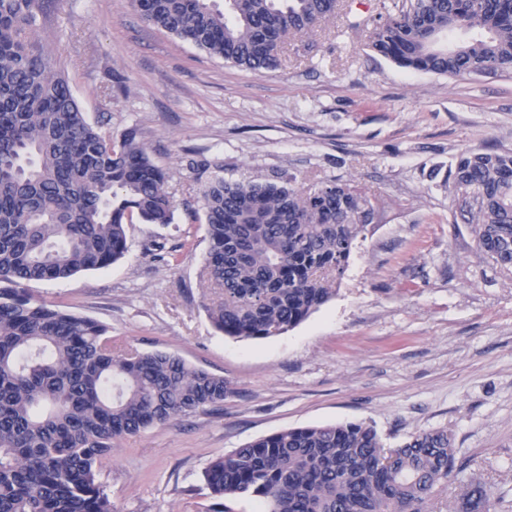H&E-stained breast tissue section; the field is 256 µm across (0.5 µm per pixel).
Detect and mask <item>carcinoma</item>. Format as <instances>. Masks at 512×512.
Here are the masks:
<instances>
[{"label":"carcinoma","mask_w":512,"mask_h":512,"mask_svg":"<svg viewBox=\"0 0 512 512\" xmlns=\"http://www.w3.org/2000/svg\"><path fill=\"white\" fill-rule=\"evenodd\" d=\"M144 22L254 72L282 64L344 0H132ZM40 0H0V512H114L96 466L112 442L224 403V376L166 351L120 352L107 327L51 308L31 281L117 263L127 225L169 224L168 172L131 129L90 122L52 54L33 39ZM408 71L512 74V0H399L369 31ZM453 216L512 274V149L466 150L446 181ZM207 308L226 336L263 339L305 320L336 292L374 223L367 192L330 180H208L202 191ZM457 469L446 428L395 447L357 422L283 429L215 458L211 494L256 497L260 512H434ZM495 484L472 475L453 512H490Z\"/></svg>","instance_id":"1"}]
</instances>
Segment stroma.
Instances as JSON below:
<instances>
[{
  "label": "stroma",
  "mask_w": 512,
  "mask_h": 512,
  "mask_svg": "<svg viewBox=\"0 0 512 512\" xmlns=\"http://www.w3.org/2000/svg\"><path fill=\"white\" fill-rule=\"evenodd\" d=\"M384 0H349L279 69L255 73L147 26L130 0H43L35 39L68 76L89 120L136 130L169 173L172 223L127 227L110 267L28 285L46 304L106 325L114 346L167 351L224 376L223 405L114 441L97 479L115 512H256L213 498L209 463L286 428L373 426L396 445L448 429L469 474L512 512V275L454 223L444 180L455 156L512 148V74L409 72L375 52ZM228 181L334 179L364 189L376 219L335 296L268 339L217 332L204 309L208 250L200 192Z\"/></svg>",
  "instance_id": "1"
}]
</instances>
